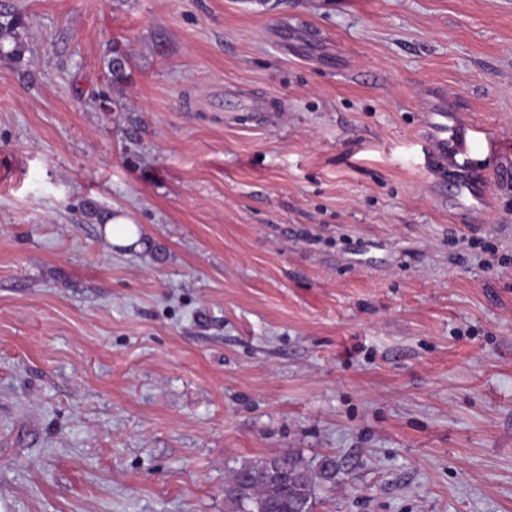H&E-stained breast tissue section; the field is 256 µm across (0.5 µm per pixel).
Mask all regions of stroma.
<instances>
[{
	"mask_svg": "<svg viewBox=\"0 0 512 512\" xmlns=\"http://www.w3.org/2000/svg\"><path fill=\"white\" fill-rule=\"evenodd\" d=\"M8 20L0 512H224L232 467L286 451L336 461L312 512H512V0ZM433 87L494 138L478 228L433 194ZM105 237L115 246H130L138 241L139 228L129 213L110 216L104 227Z\"/></svg>",
	"mask_w": 512,
	"mask_h": 512,
	"instance_id": "1",
	"label": "stroma"
}]
</instances>
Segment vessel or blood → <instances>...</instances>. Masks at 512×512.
Here are the masks:
<instances>
[{"instance_id": "vessel-or-blood-1", "label": "vessel or blood", "mask_w": 512, "mask_h": 512, "mask_svg": "<svg viewBox=\"0 0 512 512\" xmlns=\"http://www.w3.org/2000/svg\"><path fill=\"white\" fill-rule=\"evenodd\" d=\"M421 125L437 200L467 208L472 216H479L483 203L476 188L472 157L490 144V137L480 127L462 120L455 98L444 90L427 97Z\"/></svg>"}]
</instances>
